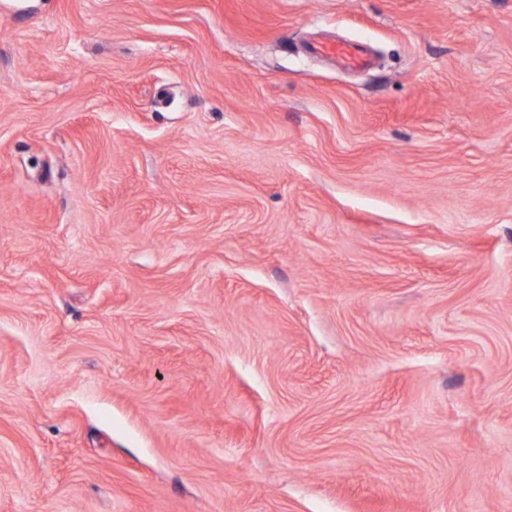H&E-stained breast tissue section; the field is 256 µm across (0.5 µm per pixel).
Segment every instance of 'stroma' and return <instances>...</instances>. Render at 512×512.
Returning <instances> with one entry per match:
<instances>
[{
  "label": "stroma",
  "mask_w": 512,
  "mask_h": 512,
  "mask_svg": "<svg viewBox=\"0 0 512 512\" xmlns=\"http://www.w3.org/2000/svg\"><path fill=\"white\" fill-rule=\"evenodd\" d=\"M0 512H512V0H0ZM314 51L337 56L348 68L362 67L366 62V51L361 44H325L314 46Z\"/></svg>",
  "instance_id": "obj_1"
}]
</instances>
